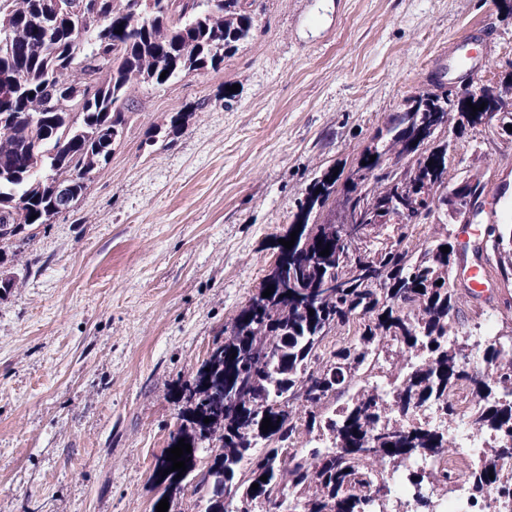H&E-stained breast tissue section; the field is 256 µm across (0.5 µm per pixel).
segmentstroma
I'll return each mask as SVG.
<instances>
[{
    "mask_svg": "<svg viewBox=\"0 0 512 512\" xmlns=\"http://www.w3.org/2000/svg\"><path fill=\"white\" fill-rule=\"evenodd\" d=\"M256 10L255 39L220 68L139 86L76 208L0 261V512H152L171 390L262 287L306 187L356 166L422 87L493 86L512 63L498 0ZM449 142V183L483 174L486 210L512 218V140L480 126ZM510 298L499 279L463 303L452 333L471 368L485 367L474 337L512 330Z\"/></svg>",
    "mask_w": 512,
    "mask_h": 512,
    "instance_id": "obj_1",
    "label": "stroma"
}]
</instances>
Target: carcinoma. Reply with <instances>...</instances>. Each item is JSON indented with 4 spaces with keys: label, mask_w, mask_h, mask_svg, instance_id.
Returning a JSON list of instances; mask_svg holds the SVG:
<instances>
[{
    "label": "carcinoma",
    "mask_w": 512,
    "mask_h": 512,
    "mask_svg": "<svg viewBox=\"0 0 512 512\" xmlns=\"http://www.w3.org/2000/svg\"><path fill=\"white\" fill-rule=\"evenodd\" d=\"M133 2L99 0L88 13L82 0H0V253L58 215L56 177L110 158L127 129L135 86L217 68L255 37L256 0H222L215 11L209 0H148L139 13ZM481 92L485 106L512 114L511 90L484 85ZM450 118L459 135L480 125L464 100L450 110L439 97L412 96L346 177L328 170L306 188L290 227L299 230L295 244L278 246L292 287L264 281L260 291L272 294L252 297L224 343L178 383L180 425L167 448L183 438L191 452L182 456L181 476L163 475L172 466L167 453L157 459L154 476L164 491L187 484L204 512H233L217 499L220 478L260 512H282V496L288 512H377L388 476L405 473L412 485L428 479L444 492L460 481L473 503L512 497V335L489 336V373L472 371L465 346L448 336L460 298L471 295L455 284L453 243L445 237L415 251L402 247L414 225L448 214V141L436 132ZM418 129L430 140L410 164ZM388 155L397 167L386 171ZM340 181L339 204L369 226L389 223L391 205L401 207L395 243L372 250L353 238L342 246L336 212L315 219ZM486 245L501 277L512 280V224L492 226ZM325 248L329 254L319 255ZM354 323V336L321 353L331 331ZM390 346L410 362L386 394L372 378ZM265 349L276 353L273 365H255L252 353ZM237 385L245 390L225 403L224 388ZM331 397L333 411L325 406ZM439 397L442 415L465 424L492 466L459 465L464 450L448 452V432L420 420ZM266 417L275 429L264 433ZM301 419L307 433L332 445L293 447ZM260 441L275 446L255 455ZM204 446L210 462L199 472ZM417 459L432 460L418 476L409 468Z\"/></svg>",
    "instance_id": "obj_1"
}]
</instances>
